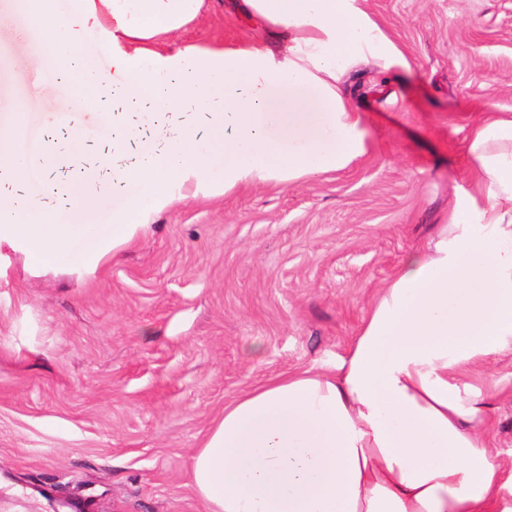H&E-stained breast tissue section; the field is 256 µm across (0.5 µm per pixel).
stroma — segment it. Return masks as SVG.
I'll return each instance as SVG.
<instances>
[{"label": "stroma", "instance_id": "obj_1", "mask_svg": "<svg viewBox=\"0 0 512 512\" xmlns=\"http://www.w3.org/2000/svg\"><path fill=\"white\" fill-rule=\"evenodd\" d=\"M407 66L374 60L342 85L368 151L295 185L190 200L95 275L35 273L0 248V512H202L190 461L241 392L343 357L379 289L443 223L482 113H512V0H366ZM178 43L278 49L240 7L213 0ZM20 0H0V132L70 149L78 128L97 204L121 205L105 146L112 118L49 81ZM460 378L490 404L512 458V354Z\"/></svg>", "mask_w": 512, "mask_h": 512}]
</instances>
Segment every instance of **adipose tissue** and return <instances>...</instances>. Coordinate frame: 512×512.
<instances>
[{
  "instance_id": "1",
  "label": "adipose tissue",
  "mask_w": 512,
  "mask_h": 512,
  "mask_svg": "<svg viewBox=\"0 0 512 512\" xmlns=\"http://www.w3.org/2000/svg\"><path fill=\"white\" fill-rule=\"evenodd\" d=\"M244 3L284 31L281 50L171 46L206 0H73L65 12L32 0L58 68L82 88L108 84L203 122L160 151L140 142L146 165L113 177L136 192L113 213L111 236L78 192L68 224L1 199L0 245L32 270L75 261L91 275L178 201L292 185L365 155V123L341 74L367 57L407 59L364 0ZM90 35L111 75L75 59ZM464 149L470 190L403 259L346 355L324 372L269 379L213 420L191 457L203 512H512V465L490 448L488 401L459 377L512 350V114L483 113ZM78 239L95 249L75 255Z\"/></svg>"
}]
</instances>
